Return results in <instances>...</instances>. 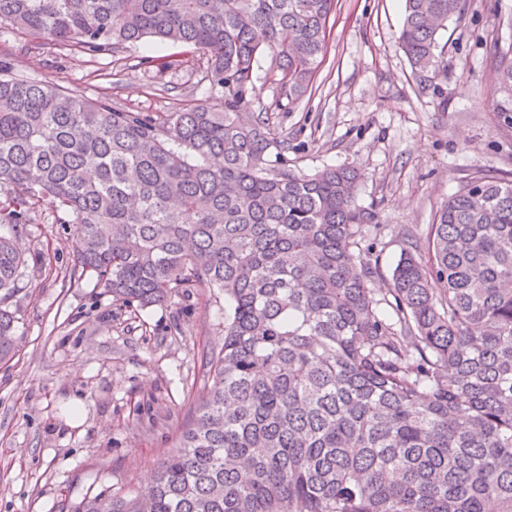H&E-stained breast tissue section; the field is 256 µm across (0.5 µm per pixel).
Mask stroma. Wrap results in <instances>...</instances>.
I'll use <instances>...</instances> for the list:
<instances>
[{
	"label": "stroma",
	"mask_w": 512,
	"mask_h": 512,
	"mask_svg": "<svg viewBox=\"0 0 512 512\" xmlns=\"http://www.w3.org/2000/svg\"><path fill=\"white\" fill-rule=\"evenodd\" d=\"M404 0H337L322 63L300 97L283 88L274 52L258 56L244 110L267 119L288 166L311 175L364 173L357 203L378 216L376 287L406 239L426 243L439 208L481 171L512 177V99L496 64L512 59V0H463L440 31L435 72L412 71L396 42ZM179 60L157 68L158 57ZM12 74L51 82L134 112L166 115L224 100L201 54L147 39L91 55L0 26ZM50 201L18 225L29 265L9 302L19 352L0 368V512H59L108 487L139 493L196 414L203 353L224 342V304L213 288L172 290L134 311L72 278L74 227ZM82 404L76 425L63 408Z\"/></svg>",
	"instance_id": "35a3bbf8"
}]
</instances>
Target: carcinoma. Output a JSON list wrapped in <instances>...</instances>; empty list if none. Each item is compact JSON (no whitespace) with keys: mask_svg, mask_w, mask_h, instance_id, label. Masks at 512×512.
I'll list each match as a JSON object with an SVG mask.
<instances>
[{"mask_svg":"<svg viewBox=\"0 0 512 512\" xmlns=\"http://www.w3.org/2000/svg\"><path fill=\"white\" fill-rule=\"evenodd\" d=\"M336 0H0V24L91 53L150 37L205 57L224 110L157 116L0 66V217L48 199L75 225L81 274L127 307L171 289L224 296L208 385L147 494L109 488L64 512H512V180L448 198L427 253L385 288L361 174L268 167L282 148L241 107L258 54L305 92ZM462 0H405L398 44L436 66ZM512 98V60L496 64ZM28 265L0 232V363L17 348Z\"/></svg>","mask_w":512,"mask_h":512,"instance_id":"cac0c4a2","label":"carcinoma"}]
</instances>
